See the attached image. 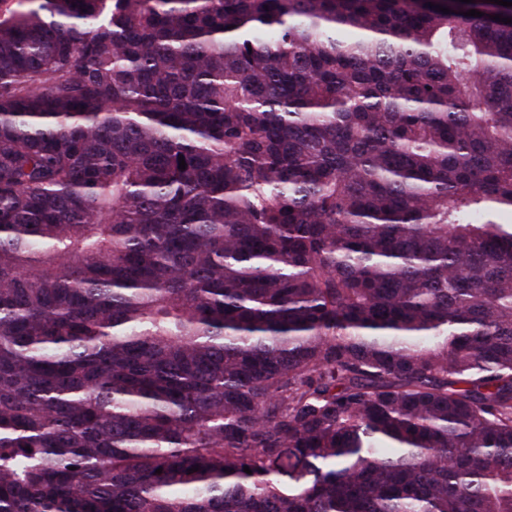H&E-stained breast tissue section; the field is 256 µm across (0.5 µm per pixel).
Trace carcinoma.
I'll return each instance as SVG.
<instances>
[{"label": "carcinoma", "instance_id": "1", "mask_svg": "<svg viewBox=\"0 0 512 512\" xmlns=\"http://www.w3.org/2000/svg\"><path fill=\"white\" fill-rule=\"evenodd\" d=\"M495 14L0 0V512H512Z\"/></svg>", "mask_w": 512, "mask_h": 512}]
</instances>
